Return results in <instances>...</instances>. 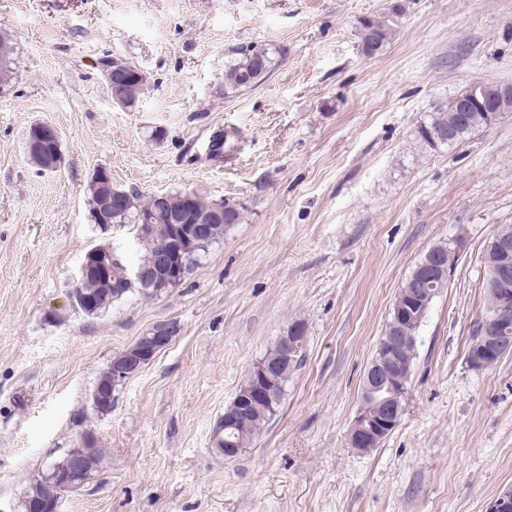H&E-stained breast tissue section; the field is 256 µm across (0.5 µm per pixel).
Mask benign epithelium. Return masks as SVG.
<instances>
[{
	"label": "benign epithelium",
	"instance_id": "7a95c632",
	"mask_svg": "<svg viewBox=\"0 0 512 512\" xmlns=\"http://www.w3.org/2000/svg\"><path fill=\"white\" fill-rule=\"evenodd\" d=\"M108 83L112 88V100L123 108L135 105L139 92L146 86L145 74L135 71H122L114 68L106 72ZM512 88H502L498 95L487 96L483 87L476 84L471 87L467 97L461 99L456 107L455 123L448 126V136H453L455 126L467 121L469 112L475 105H481L486 115L496 120L503 113L512 110ZM60 141L57 129L46 123L33 125L26 140L25 152L38 155L48 164V169L60 167L62 156H47V145ZM98 186L103 188L106 205L116 208L120 205L117 193H108L109 172L100 168L94 174ZM207 227L203 224H141L135 234L136 244H150L156 253V265L144 269L138 265H128L124 255L112 249L99 254L85 256L75 276L71 298L81 304L86 302L81 286L91 274H105L116 266H121L129 278H150L161 288L179 284L186 275L188 258L196 242L202 240ZM484 261L492 272L499 290L496 298L497 317H512V237L508 234H496L488 242ZM422 273L435 277L440 282L447 281V271L443 264L439 248H431L423 258L420 266ZM434 296V289L414 286L399 289L395 300V313L391 327L381 342L386 344L385 353L371 362L363 381V397L369 401L364 410L359 412L350 428L348 442L359 453H367L379 446L399 424L403 414L402 401L405 392L400 388V374L408 363L400 356L398 349L402 335L411 326L418 327L428 312ZM179 327L175 322L160 323L148 329L133 343L125 362L112 366V381L105 390H95L93 403L95 409H112V391L130 378L137 375L143 367L167 348L176 337ZM307 336L304 329H292L280 337L279 353L263 365L260 376L253 384L237 394L233 405L224 412V421H234L237 413L257 401H266L278 386L281 373L297 361V354L305 346ZM502 338L486 334L468 354L469 365L480 369L488 361L500 356ZM93 432H81L77 443L70 449L64 462L53 463L45 477L58 483L80 484L89 479L92 465L82 452L84 444L92 441Z\"/></svg>",
	"mask_w": 512,
	"mask_h": 512
}]
</instances>
